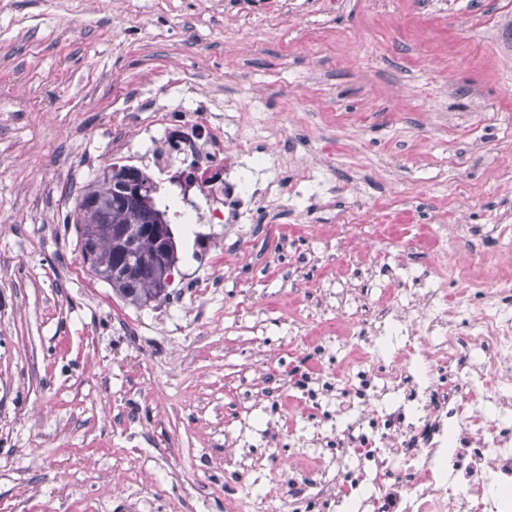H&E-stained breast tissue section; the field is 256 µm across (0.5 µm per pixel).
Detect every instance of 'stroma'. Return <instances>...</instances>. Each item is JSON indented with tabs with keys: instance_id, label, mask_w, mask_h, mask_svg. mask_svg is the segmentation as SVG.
<instances>
[{
	"instance_id": "obj_1",
	"label": "stroma",
	"mask_w": 512,
	"mask_h": 512,
	"mask_svg": "<svg viewBox=\"0 0 512 512\" xmlns=\"http://www.w3.org/2000/svg\"><path fill=\"white\" fill-rule=\"evenodd\" d=\"M226 2L0 0V512H226V445L262 456L280 445L274 424L331 456L289 410L334 407L310 378L336 351L314 363L316 338L299 344L288 314L385 274L363 241L340 282L312 260L356 209L353 182L397 215L410 288L441 250L437 224L464 225L448 245L465 255L512 211V0H345L320 25L322 0H292L275 30L260 24L275 0L238 17ZM178 62L194 88L176 83ZM209 96L273 144L252 188L322 160L336 204L187 229L179 186L158 175L177 244L169 296L122 301L65 217L112 162L114 109L150 97L192 112ZM219 253L222 282L205 287ZM270 367L294 383L273 401Z\"/></svg>"
}]
</instances>
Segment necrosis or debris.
I'll return each mask as SVG.
<instances>
[{"instance_id": "4bbe7bcc", "label": "necrosis or debris", "mask_w": 512, "mask_h": 512, "mask_svg": "<svg viewBox=\"0 0 512 512\" xmlns=\"http://www.w3.org/2000/svg\"><path fill=\"white\" fill-rule=\"evenodd\" d=\"M148 145V161L166 172L175 154L210 173L198 190L204 209L183 211L187 224H247L255 197L245 162L262 167L269 153L247 136H228L221 107L171 123L140 117L124 154ZM382 248L396 237L370 210L345 216L337 245L321 260L343 264L351 231ZM336 343V412L358 415L336 436L330 459L300 468L287 499L271 493L236 497V512H512V279L468 277L456 254L443 253L429 285L382 283L374 299L341 302L324 321Z\"/></svg>"}]
</instances>
